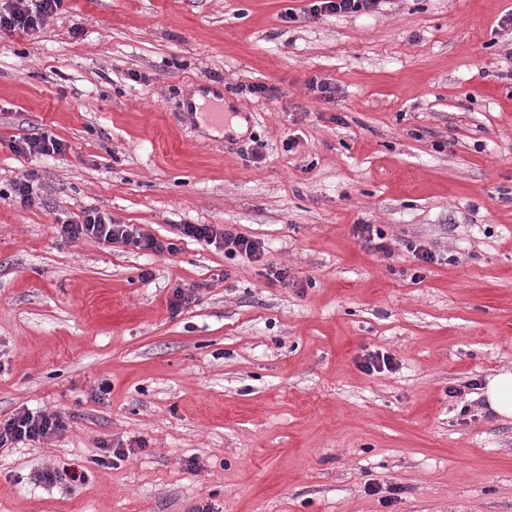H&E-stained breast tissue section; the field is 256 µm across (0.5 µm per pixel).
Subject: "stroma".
Segmentation results:
<instances>
[{"label":"stroma","instance_id":"stroma-1","mask_svg":"<svg viewBox=\"0 0 512 512\" xmlns=\"http://www.w3.org/2000/svg\"><path fill=\"white\" fill-rule=\"evenodd\" d=\"M309 4L65 0L0 32V418L66 423L0 454V512H512V419L480 392L512 370V0ZM205 84L244 132L187 113ZM41 131L65 151L9 149ZM90 208L265 253L62 241ZM376 352L393 370L366 372ZM104 443L129 452L98 464ZM53 468L83 478L37 481ZM377 0H312L308 6L311 16H340L366 13L376 6ZM40 181L36 172L31 171L16 180L12 187V198L23 209L44 206L45 200L40 193ZM219 224H178L179 240L190 238L195 241H203L216 248H223L224 253L246 258L251 262L261 260L264 254L262 242L256 238H249L232 227L225 224L220 228ZM354 233L367 249H373L376 252L391 254V247L383 240L385 239L378 229L371 224H358L354 227Z\"/></svg>","mask_w":512,"mask_h":512}]
</instances>
